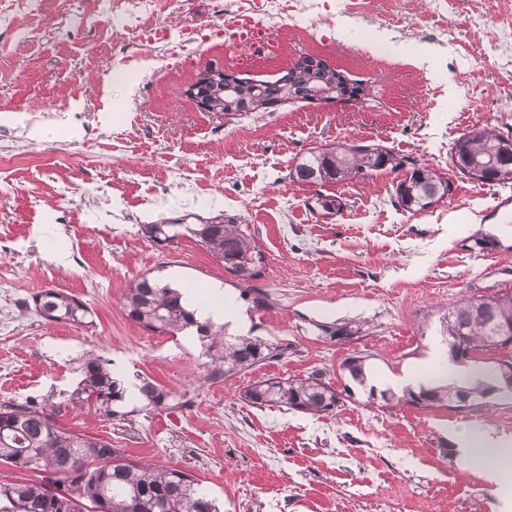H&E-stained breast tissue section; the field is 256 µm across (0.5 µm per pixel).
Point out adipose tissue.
<instances>
[{
  "label": "adipose tissue",
  "instance_id": "adipose-tissue-1",
  "mask_svg": "<svg viewBox=\"0 0 512 512\" xmlns=\"http://www.w3.org/2000/svg\"><path fill=\"white\" fill-rule=\"evenodd\" d=\"M458 448L464 465L484 467L498 491L497 512H512V442L490 435H466Z\"/></svg>",
  "mask_w": 512,
  "mask_h": 512
}]
</instances>
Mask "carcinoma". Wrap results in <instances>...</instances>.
<instances>
[{"label": "carcinoma", "mask_w": 512, "mask_h": 512, "mask_svg": "<svg viewBox=\"0 0 512 512\" xmlns=\"http://www.w3.org/2000/svg\"><path fill=\"white\" fill-rule=\"evenodd\" d=\"M322 93L320 99L352 100L360 87L322 59L299 58L274 82L243 81L233 90L213 98L218 111L256 112L272 102H289ZM497 176V183L512 184V159L502 152V133L474 128L459 136L451 147L449 165L465 178L483 181L477 164ZM407 165L382 144L331 143L317 147L299 160L290 177L305 184L344 183L372 171H397ZM451 182L428 166L411 164V170L394 188V202L412 214L420 212L451 193ZM144 234L153 242L174 238L169 224H146ZM188 236L210 252L224 269L238 277L242 292L251 291L265 256L254 235L237 215L219 213L186 224ZM470 248L493 251L496 237L478 232ZM35 310L45 319L84 324L89 307L60 290L47 289L33 297ZM124 314L144 328L177 337L195 329L202 342L201 363L208 377H231L244 373L286 350L258 337L226 338L224 326L200 321L181 302V293L157 276L142 274L132 280L120 298ZM512 325V289L491 295L463 296L448 308L441 321L453 360H476L478 354L498 349L492 325ZM342 373L365 383L364 357L352 356L341 364ZM442 371L434 384L400 397L382 395L384 406L411 403L429 396L426 407H446L448 398L464 395L470 407L489 405L488 375L465 385L447 383ZM138 393L145 406L160 407L170 395L154 382L142 379ZM342 393L323 382L313 371L303 378L265 379L246 387L244 398L256 407L286 408L311 415L332 413ZM123 398V389L112 377L107 361L94 351L86 352L81 379L72 399L81 407L110 418L113 402ZM0 462L21 471L38 474L36 482L0 481V512H218V506L199 480L176 466L140 464L127 458L112 442L87 437L60 426L47 409L34 402L0 403Z\"/></svg>", "instance_id": "obj_1"}]
</instances>
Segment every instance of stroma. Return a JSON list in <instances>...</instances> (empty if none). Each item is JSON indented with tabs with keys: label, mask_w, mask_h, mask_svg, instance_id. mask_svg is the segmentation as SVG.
<instances>
[{
	"label": "stroma",
	"mask_w": 512,
	"mask_h": 512,
	"mask_svg": "<svg viewBox=\"0 0 512 512\" xmlns=\"http://www.w3.org/2000/svg\"><path fill=\"white\" fill-rule=\"evenodd\" d=\"M172 46L126 29L121 0H0V262L10 284L0 311V403L45 405L78 433L111 440L136 461L189 470L220 512H495L493 484L459 460L456 438H512V396L472 412L403 404L381 407L407 371L433 369L440 318L458 297L512 288V185L453 176V193L425 211H401L397 174L378 171L323 186L343 210L324 216L313 186L292 165L328 141L380 142L398 156L448 170L460 134L512 130V0H318L287 15L271 54L246 60L224 43L221 0H156L151 19ZM192 30L191 56L174 43ZM314 55L362 83L352 101L286 103L259 112L201 110L185 89L215 61L250 81L272 82ZM56 118L33 130L32 115ZM187 171L200 196L187 199ZM108 186L86 195L88 184ZM254 229L266 265L252 280L254 308L236 278L187 237L159 245L142 225L184 222L217 211ZM497 250L469 249L476 231ZM65 260H57V253ZM155 271L171 285L220 289L246 317L247 335L286 344L247 374L201 379L196 337L150 332L127 319L126 283ZM71 294L92 311L87 325L50 322L30 307L39 291ZM361 324L353 342L330 339ZM110 360L133 387L154 381L167 405L125 396L116 417L83 411L70 395L86 351ZM365 358L366 381H349L347 357ZM318 370L346 389L333 414L257 408L249 382Z\"/></svg>",
	"instance_id": "obj_1"
}]
</instances>
